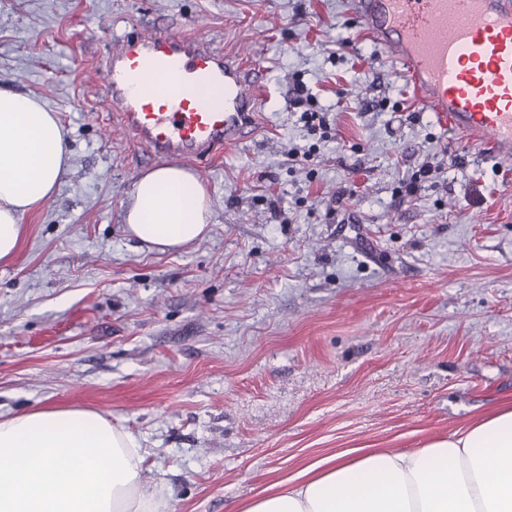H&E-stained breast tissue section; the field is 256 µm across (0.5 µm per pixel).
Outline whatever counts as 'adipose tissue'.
<instances>
[{"label": "adipose tissue", "mask_w": 512, "mask_h": 512, "mask_svg": "<svg viewBox=\"0 0 512 512\" xmlns=\"http://www.w3.org/2000/svg\"><path fill=\"white\" fill-rule=\"evenodd\" d=\"M68 165L56 113L0 84V263L13 259L24 218L54 197ZM209 219L198 177L162 165L134 184L124 231L173 252L205 239ZM147 455L139 437L96 411L0 418V512H173L165 485L143 481ZM240 512H512V404L418 448L337 452Z\"/></svg>", "instance_id": "1"}]
</instances>
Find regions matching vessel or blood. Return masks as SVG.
<instances>
[{"label": "vessel or blood", "instance_id": "vessel-or-blood-1", "mask_svg": "<svg viewBox=\"0 0 512 512\" xmlns=\"http://www.w3.org/2000/svg\"><path fill=\"white\" fill-rule=\"evenodd\" d=\"M357 13L438 126L512 162V0H357ZM259 73L179 31L125 38L105 65L114 118L158 161L190 162L256 136ZM195 84L223 87L222 103L189 93Z\"/></svg>", "mask_w": 512, "mask_h": 512}]
</instances>
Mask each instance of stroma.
<instances>
[{"mask_svg":"<svg viewBox=\"0 0 512 512\" xmlns=\"http://www.w3.org/2000/svg\"><path fill=\"white\" fill-rule=\"evenodd\" d=\"M353 2L0 0V82L56 112L71 150L0 265L1 419L98 410L140 437L174 512H239L321 457L418 448L512 403V166L455 146ZM140 31L263 71L261 132L187 165L210 232L179 252L123 231L156 161L108 110L103 66Z\"/></svg>","mask_w":512,"mask_h":512,"instance_id":"1","label":"stroma"}]
</instances>
